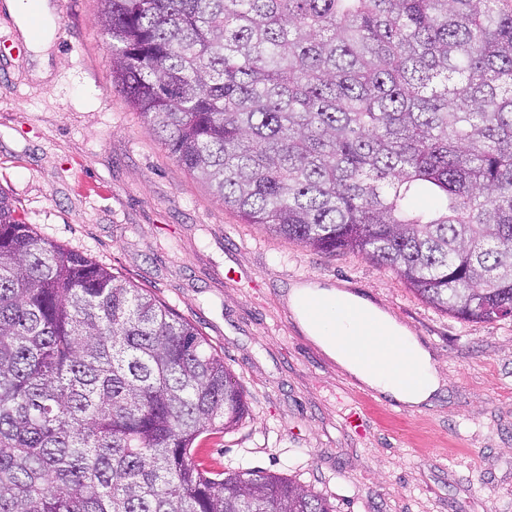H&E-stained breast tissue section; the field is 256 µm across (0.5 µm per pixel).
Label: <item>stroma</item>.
<instances>
[{"label":"stroma","instance_id":"stroma-1","mask_svg":"<svg viewBox=\"0 0 512 512\" xmlns=\"http://www.w3.org/2000/svg\"><path fill=\"white\" fill-rule=\"evenodd\" d=\"M52 2L45 82L0 9V33L20 46L0 61V194L41 236L149 289L223 353L248 414L202 434L199 460L282 474L336 512H512V317L462 320L364 255L244 223L117 88L98 0ZM309 280L356 293L418 338L447 378L433 407L392 408L322 352L287 301Z\"/></svg>","mask_w":512,"mask_h":512}]
</instances>
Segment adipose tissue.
<instances>
[{
    "label": "adipose tissue",
    "instance_id": "1",
    "mask_svg": "<svg viewBox=\"0 0 512 512\" xmlns=\"http://www.w3.org/2000/svg\"><path fill=\"white\" fill-rule=\"evenodd\" d=\"M7 14L14 17L26 34L36 74L50 75L51 25L54 6L51 0H34L23 8L20 0H5ZM40 18L42 32H28V13ZM315 302L326 311L323 320H311L307 302ZM290 303L310 337L351 376L397 402L418 406L427 403L439 390L438 366L410 332L386 312L351 293L334 288L306 284L292 288Z\"/></svg>",
    "mask_w": 512,
    "mask_h": 512
}]
</instances>
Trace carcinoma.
<instances>
[{
    "instance_id": "cac0c4a2",
    "label": "carcinoma",
    "mask_w": 512,
    "mask_h": 512,
    "mask_svg": "<svg viewBox=\"0 0 512 512\" xmlns=\"http://www.w3.org/2000/svg\"><path fill=\"white\" fill-rule=\"evenodd\" d=\"M112 77L246 224L512 316V0H100ZM246 414L224 356L0 195V512H334L214 471Z\"/></svg>"
}]
</instances>
